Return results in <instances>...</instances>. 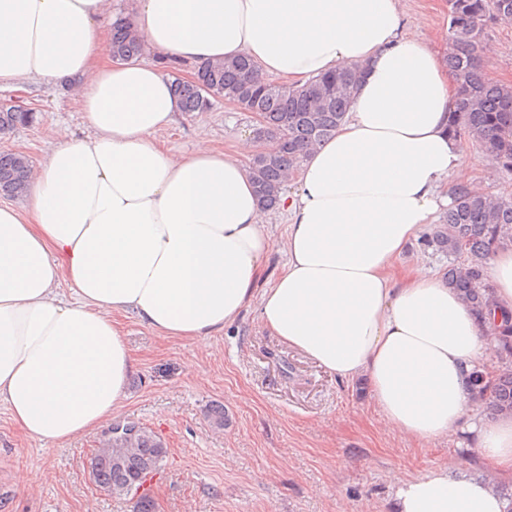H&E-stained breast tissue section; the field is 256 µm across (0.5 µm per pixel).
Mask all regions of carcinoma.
<instances>
[{
	"mask_svg": "<svg viewBox=\"0 0 512 512\" xmlns=\"http://www.w3.org/2000/svg\"><path fill=\"white\" fill-rule=\"evenodd\" d=\"M512 20V0H448V53L446 62L455 75L459 103L449 115L448 128L454 137L467 138L499 168L512 172V85L488 81L481 68L479 52L485 29L491 21ZM110 56L118 61L140 58L142 40L124 17L112 22L108 44ZM173 77V90L183 111L204 112L211 100L233 102L246 112L258 113L263 123L256 139L271 144L253 158L251 174L256 195L265 209L277 205L280 191L292 171L303 160L304 149L331 138L350 106L351 89L357 83V68H338L312 78L304 85L275 83L259 77L254 63L239 57L194 66L193 79L178 75L180 62L164 61ZM33 112L19 105H0V134L29 124ZM31 171L28 158L15 152H0V193L19 197L25 193ZM512 242V197L492 198L459 189L433 243L438 250L457 256L464 252L469 263L448 266L444 272L454 288L480 319H493L489 286L484 283V260L502 245ZM494 348L512 357V314L494 325ZM489 407L512 414V370L499 373L490 387ZM167 456L164 440L138 421L112 434L90 462L94 484L113 497L132 501L133 512H156L150 493L137 492L163 466Z\"/></svg>",
	"mask_w": 512,
	"mask_h": 512,
	"instance_id": "cac0c4a2",
	"label": "carcinoma"
}]
</instances>
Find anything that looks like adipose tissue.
<instances>
[{
  "label": "adipose tissue",
  "mask_w": 512,
  "mask_h": 512,
  "mask_svg": "<svg viewBox=\"0 0 512 512\" xmlns=\"http://www.w3.org/2000/svg\"><path fill=\"white\" fill-rule=\"evenodd\" d=\"M108 6L0 0V88L76 81L93 130L50 149L24 206L0 205V404L17 429L62 445L112 420L136 365L118 316L202 344L253 302L274 336L339 379L366 380L390 431L454 433L472 413L492 326L431 268H393L451 205L447 183H476L448 132L454 76L440 52L403 36L400 0H133L150 62L112 61ZM159 56H245L298 84L360 68L345 121L279 195L283 242L246 165L252 138L230 155L202 139L177 156L156 140L182 110ZM278 246L285 268L254 296ZM485 279L512 312V249ZM476 434L512 476V415ZM393 489L392 512H512L494 484L445 468L395 477Z\"/></svg>",
  "instance_id": "adipose-tissue-1"
}]
</instances>
